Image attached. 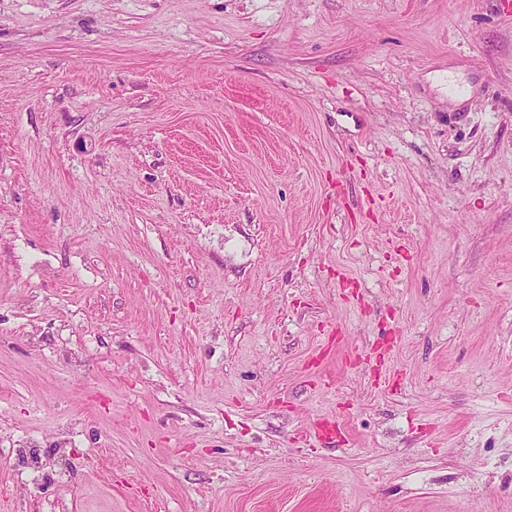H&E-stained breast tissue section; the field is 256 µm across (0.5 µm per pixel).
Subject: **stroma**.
I'll use <instances>...</instances> for the list:
<instances>
[{"instance_id": "stroma-1", "label": "stroma", "mask_w": 512, "mask_h": 512, "mask_svg": "<svg viewBox=\"0 0 512 512\" xmlns=\"http://www.w3.org/2000/svg\"><path fill=\"white\" fill-rule=\"evenodd\" d=\"M60 444L0 512H512V0H0V446Z\"/></svg>"}]
</instances>
